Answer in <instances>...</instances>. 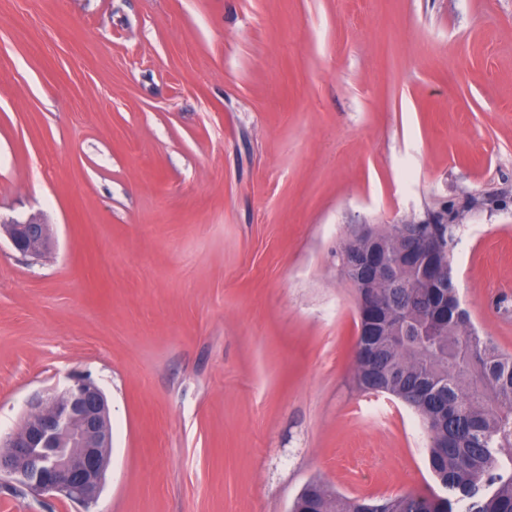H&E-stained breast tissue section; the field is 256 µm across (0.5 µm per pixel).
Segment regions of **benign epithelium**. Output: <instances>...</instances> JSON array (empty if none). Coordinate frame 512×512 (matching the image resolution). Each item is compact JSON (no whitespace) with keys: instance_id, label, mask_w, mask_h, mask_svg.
I'll return each mask as SVG.
<instances>
[{"instance_id":"7a95c632","label":"benign epithelium","mask_w":512,"mask_h":512,"mask_svg":"<svg viewBox=\"0 0 512 512\" xmlns=\"http://www.w3.org/2000/svg\"><path fill=\"white\" fill-rule=\"evenodd\" d=\"M460 211L443 208L422 219L380 231L368 226L343 243L338 259L358 293L359 325L382 316L401 324L412 313L435 312L423 292L448 287L447 250L438 224H456ZM0 234L24 255L41 257L48 228L36 217H0ZM0 475L14 477L34 494L55 493L88 505L103 488L112 429L107 399L92 381L80 379L60 393L36 400L22 425L3 443Z\"/></svg>"}]
</instances>
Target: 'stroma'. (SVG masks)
Returning a JSON list of instances; mask_svg holds the SVG:
<instances>
[{"mask_svg":"<svg viewBox=\"0 0 512 512\" xmlns=\"http://www.w3.org/2000/svg\"><path fill=\"white\" fill-rule=\"evenodd\" d=\"M446 206L512 354V0H0V215L51 236L0 238V439L78 376L112 426L95 503L5 478L0 512L434 492L419 416L356 384L336 250ZM2 233L18 252L34 258L41 257L49 247L48 228L37 217L18 220L0 216V237Z\"/></svg>","mask_w":512,"mask_h":512,"instance_id":"stroma-1","label":"stroma"}]
</instances>
